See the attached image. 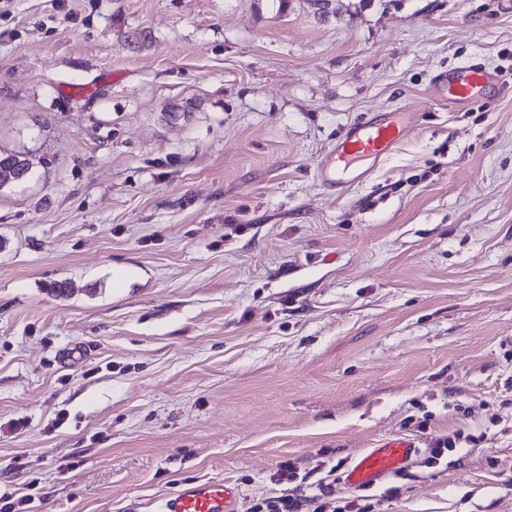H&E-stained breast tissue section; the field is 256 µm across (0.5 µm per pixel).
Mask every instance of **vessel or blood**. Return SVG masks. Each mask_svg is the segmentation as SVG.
<instances>
[{"mask_svg":"<svg viewBox=\"0 0 512 512\" xmlns=\"http://www.w3.org/2000/svg\"><path fill=\"white\" fill-rule=\"evenodd\" d=\"M504 82L498 72L460 65L439 76L440 95L453 104H466L499 91ZM416 111L384 112L349 127L337 141L329 159L318 172L322 184L340 188L343 176H362V165L390 153L409 127L418 121ZM421 451L417 441L404 436L381 439L377 446L355 457L342 473L343 484L351 490H368L396 475ZM239 489L227 481L209 478L179 486L162 502L161 512H236Z\"/></svg>","mask_w":512,"mask_h":512,"instance_id":"1","label":"vessel or blood"}]
</instances>
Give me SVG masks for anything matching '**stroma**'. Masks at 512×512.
<instances>
[{"label":"stroma","instance_id":"stroma-1","mask_svg":"<svg viewBox=\"0 0 512 512\" xmlns=\"http://www.w3.org/2000/svg\"><path fill=\"white\" fill-rule=\"evenodd\" d=\"M463 63L503 92L438 97ZM405 109L363 179L320 183ZM1 153L35 175L0 188V493L160 512L212 477L255 512L402 435L376 512H512L498 0H0ZM420 112H383L370 120L349 127L336 142L329 159L320 165L318 176L322 184L341 189L346 181L343 174L361 177L362 164L375 161L390 153L401 142L410 126L417 123Z\"/></svg>","mask_w":512,"mask_h":512}]
</instances>
